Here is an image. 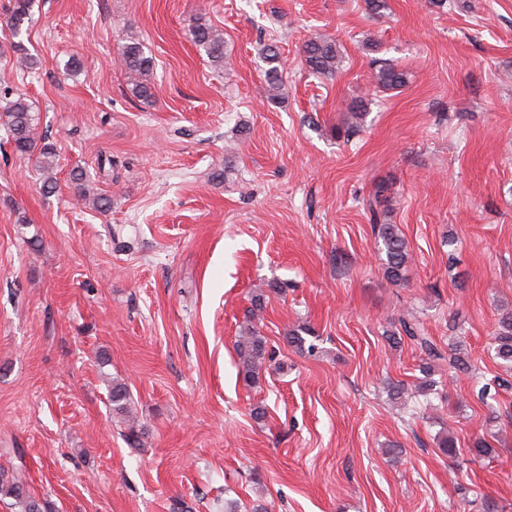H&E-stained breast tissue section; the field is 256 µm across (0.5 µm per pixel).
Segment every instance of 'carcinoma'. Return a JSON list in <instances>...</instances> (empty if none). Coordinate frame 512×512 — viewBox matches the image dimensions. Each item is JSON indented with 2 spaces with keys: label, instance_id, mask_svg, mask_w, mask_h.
<instances>
[{
  "label": "carcinoma",
  "instance_id": "1",
  "mask_svg": "<svg viewBox=\"0 0 512 512\" xmlns=\"http://www.w3.org/2000/svg\"><path fill=\"white\" fill-rule=\"evenodd\" d=\"M31 0H13L12 7L6 13V21L20 34L25 23L31 21L29 8ZM193 41L207 56L211 65L217 69H224V30L205 23H197L190 29ZM262 58L268 65L265 70L263 96L273 102L279 99V92L283 84V74L286 72L277 47L266 45L261 50ZM302 63L314 74L334 76L340 70L343 62L336 40L317 34L309 38L302 47ZM120 60L132 91L136 97L148 101L152 98L151 79L154 70L153 57L148 55L143 44L135 39L127 41L121 49ZM407 82L404 70L397 66L378 62L374 65L372 75L373 90L379 92L399 89ZM4 124L10 132V143L13 151L20 155H32L38 159L41 171L45 174L42 191L51 194L56 189V182L52 175L54 169L55 153L48 144H41L45 140L37 135V117L32 105L23 97L11 98L3 96L0 100ZM70 181L82 200L88 202L97 210H106L110 207V200L98 192L94 180L82 169H74L70 173ZM375 234L378 249L384 252V273L394 283L403 279L404 272L409 264V250L405 238L398 227L380 219L377 212H372L370 218ZM316 338L315 330L307 325H299L287 333L288 343L300 351L313 352L314 343L307 342V338ZM387 340L394 347L400 346L407 340L417 346L425 355L424 363L420 365L422 377L418 378L415 389L421 396L427 398L437 393V381L433 379L434 363L444 358L448 359L450 367L460 370L467 367V354L462 341L448 344V355H443L438 345L427 336L423 324L410 316H401L398 327L387 334ZM239 365L244 377L256 381L266 362L272 360V353L267 349V341L252 323L240 331L236 341ZM491 349L494 357L499 360L505 376L496 379L497 387L512 385V311L501 314L497 330L492 337ZM112 410L123 420L126 426L125 437L132 447L141 443V428L136 415L132 412L129 403V393L125 384L114 381L110 389ZM0 493H4L15 501L19 512H41L38 500L27 495L20 483H3L0 479Z\"/></svg>",
  "mask_w": 512,
  "mask_h": 512
}]
</instances>
